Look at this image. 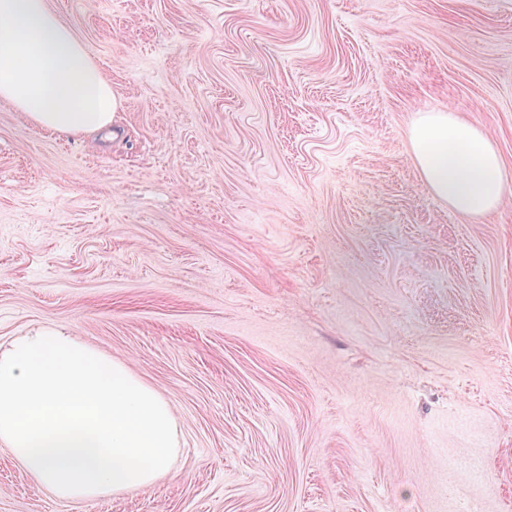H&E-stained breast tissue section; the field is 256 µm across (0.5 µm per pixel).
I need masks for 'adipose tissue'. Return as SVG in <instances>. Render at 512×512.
<instances>
[{"instance_id":"1","label":"adipose tissue","mask_w":512,"mask_h":512,"mask_svg":"<svg viewBox=\"0 0 512 512\" xmlns=\"http://www.w3.org/2000/svg\"><path fill=\"white\" fill-rule=\"evenodd\" d=\"M0 100L42 128L106 136L120 106L111 82L47 0H0ZM409 140L424 184L453 209L482 216L500 205L508 190L503 163L476 127L430 112Z\"/></svg>"}]
</instances>
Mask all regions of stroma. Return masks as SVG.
I'll use <instances>...</instances> for the list:
<instances>
[{"label": "stroma", "instance_id": "stroma-1", "mask_svg": "<svg viewBox=\"0 0 512 512\" xmlns=\"http://www.w3.org/2000/svg\"><path fill=\"white\" fill-rule=\"evenodd\" d=\"M117 134L0 100V345L61 328L173 406L176 476L0 512H512V192L423 183L477 127L512 188V0H48ZM409 140L424 184L453 209L482 216L500 205L508 191L503 163L476 127L430 112L415 122Z\"/></svg>", "mask_w": 512, "mask_h": 512}]
</instances>
